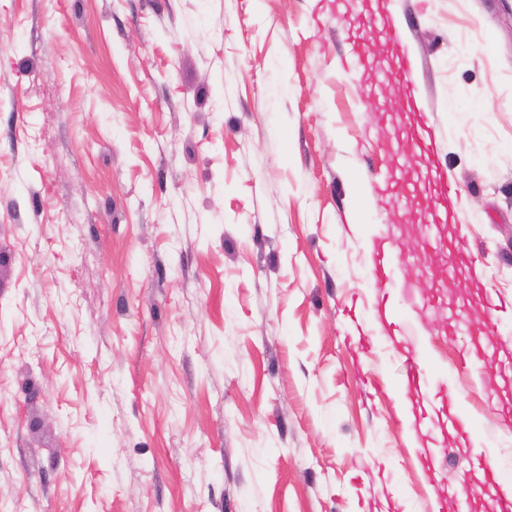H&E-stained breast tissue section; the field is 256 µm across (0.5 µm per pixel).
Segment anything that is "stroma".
Instances as JSON below:
<instances>
[{
    "mask_svg": "<svg viewBox=\"0 0 512 512\" xmlns=\"http://www.w3.org/2000/svg\"><path fill=\"white\" fill-rule=\"evenodd\" d=\"M348 2L0 0V512H430L408 359L440 380L416 409L472 419L432 442L445 493L487 448L512 481V14L387 0L459 189L445 226L382 186L420 173L384 145L416 114L378 28L346 71ZM452 239L482 279H422ZM385 293L391 347L358 334Z\"/></svg>",
    "mask_w": 512,
    "mask_h": 512,
    "instance_id": "stroma-1",
    "label": "stroma"
}]
</instances>
